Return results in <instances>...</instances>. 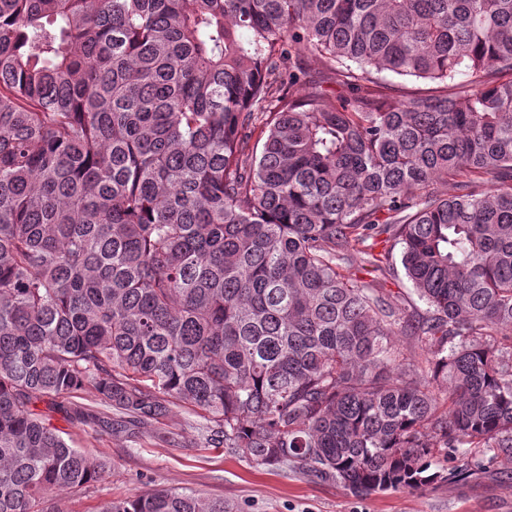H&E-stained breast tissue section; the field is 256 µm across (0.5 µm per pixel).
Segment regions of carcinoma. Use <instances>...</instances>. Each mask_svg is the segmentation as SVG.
Here are the masks:
<instances>
[{
	"instance_id": "carcinoma-1",
	"label": "carcinoma",
	"mask_w": 512,
	"mask_h": 512,
	"mask_svg": "<svg viewBox=\"0 0 512 512\" xmlns=\"http://www.w3.org/2000/svg\"><path fill=\"white\" fill-rule=\"evenodd\" d=\"M87 388L358 498L511 460L512 0H0V512L108 473L38 407ZM299 58L301 66L305 69L308 76L322 81L324 87L335 90L337 94H341L343 96L349 95V92L346 88L338 86L335 82L328 79L327 74L324 72L321 64L317 60L308 57L305 53L301 54ZM394 275L387 279L385 288L390 292V297L397 304L411 303L420 308H426V305L420 301L414 292L411 283L405 276L404 270L400 262V248L394 250ZM193 419L194 417L191 411L186 406H174L163 423L165 427L172 432L182 433L187 440L190 439L192 435H196L194 429L191 427Z\"/></svg>"
}]
</instances>
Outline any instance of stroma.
<instances>
[{"mask_svg": "<svg viewBox=\"0 0 512 512\" xmlns=\"http://www.w3.org/2000/svg\"><path fill=\"white\" fill-rule=\"evenodd\" d=\"M76 405L90 414L102 411L88 389L50 410L52 424L88 456L109 457L112 467L88 488L57 493V512H99L108 501L170 486L224 499L239 512H512V462L488 448L463 449L457 470L437 486L357 498L334 484L286 467L270 471L221 448H175L146 435L117 436L70 419L67 410Z\"/></svg>", "mask_w": 512, "mask_h": 512, "instance_id": "1", "label": "stroma"}]
</instances>
